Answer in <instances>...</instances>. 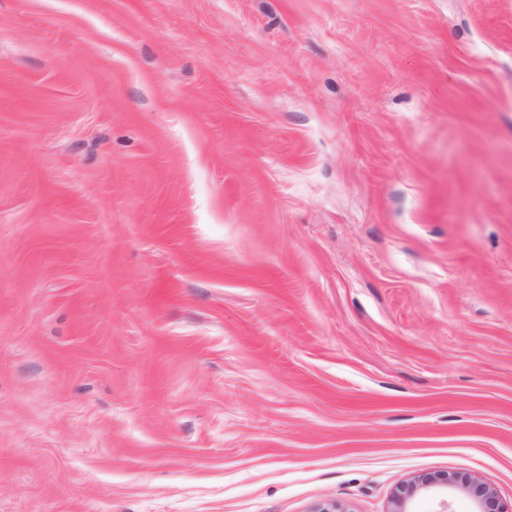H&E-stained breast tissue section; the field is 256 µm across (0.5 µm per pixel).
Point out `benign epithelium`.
<instances>
[{
    "label": "benign epithelium",
    "mask_w": 512,
    "mask_h": 512,
    "mask_svg": "<svg viewBox=\"0 0 512 512\" xmlns=\"http://www.w3.org/2000/svg\"><path fill=\"white\" fill-rule=\"evenodd\" d=\"M460 488L469 493L475 502L474 512H509L501 504L496 492L471 477L447 474L418 476L403 485L393 495L392 508L388 512H414L411 509L415 498L420 494H431L440 499L443 507H448V489Z\"/></svg>",
    "instance_id": "benign-epithelium-1"
}]
</instances>
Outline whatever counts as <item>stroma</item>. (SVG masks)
<instances>
[{"mask_svg":"<svg viewBox=\"0 0 512 512\" xmlns=\"http://www.w3.org/2000/svg\"><path fill=\"white\" fill-rule=\"evenodd\" d=\"M512 505V0H0V512ZM448 488H460L468 492L475 502L476 510L473 512H509L491 487L471 477L447 474H430L410 480L393 495L392 508L388 512H414L411 506L419 494L435 495L440 499L441 505L446 508L440 512H447Z\"/></svg>","mask_w":512,"mask_h":512,"instance_id":"1","label":"stroma"}]
</instances>
